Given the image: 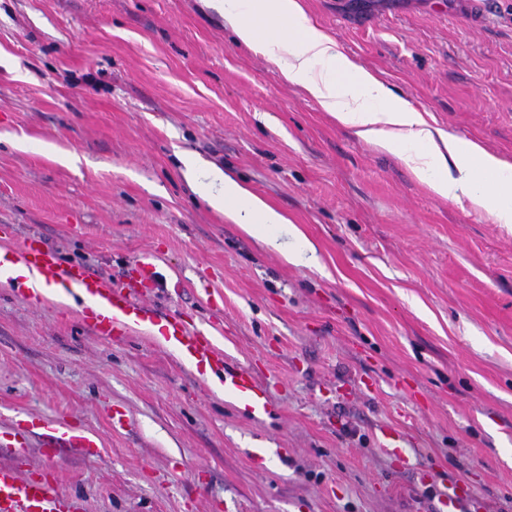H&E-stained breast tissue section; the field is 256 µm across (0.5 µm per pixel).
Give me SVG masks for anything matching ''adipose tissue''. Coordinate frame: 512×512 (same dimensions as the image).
Instances as JSON below:
<instances>
[{
  "instance_id": "ef3b65f1",
  "label": "adipose tissue",
  "mask_w": 512,
  "mask_h": 512,
  "mask_svg": "<svg viewBox=\"0 0 512 512\" xmlns=\"http://www.w3.org/2000/svg\"><path fill=\"white\" fill-rule=\"evenodd\" d=\"M239 43L274 63L283 77L322 111L375 149L397 156L437 198L468 202L493 223L512 228V163L479 143L431 125L421 112L345 54L308 18L299 0H218ZM192 181L207 179L209 205L248 233L277 246L286 218L225 174L199 171L184 159Z\"/></svg>"
}]
</instances>
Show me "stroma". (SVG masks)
Returning <instances> with one entry per match:
<instances>
[{
    "label": "stroma",
    "mask_w": 512,
    "mask_h": 512,
    "mask_svg": "<svg viewBox=\"0 0 512 512\" xmlns=\"http://www.w3.org/2000/svg\"><path fill=\"white\" fill-rule=\"evenodd\" d=\"M300 2L512 162V0ZM184 154L281 212L279 249L209 207ZM1 224L0 247L39 235L115 282L154 252L146 302L221 328L269 403L253 417L152 333L96 335L80 305L0 282V406L96 438L98 456L34 442L24 464L85 512H438L446 484L456 512H512V230L338 125L210 0H0ZM305 239L319 266L286 260Z\"/></svg>",
    "instance_id": "obj_1"
}]
</instances>
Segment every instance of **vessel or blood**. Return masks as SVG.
<instances>
[{
	"label": "vessel or blood",
	"instance_id": "vessel-or-blood-1",
	"mask_svg": "<svg viewBox=\"0 0 512 512\" xmlns=\"http://www.w3.org/2000/svg\"><path fill=\"white\" fill-rule=\"evenodd\" d=\"M9 260L24 265L33 279L56 285L66 291L80 293L92 302V327L97 335L118 336L140 325L162 324L166 343L181 355L197 363L215 366L224 373V386L255 411L264 410L265 400L257 392L252 372L245 367L225 368L224 352L215 343L211 329L193 328L180 314H162L142 303L145 289L156 285V267L151 254L144 253L133 262L136 280L131 284H115L78 265H68L42 238L29 237L11 251ZM39 435L46 456L56 449L75 446L88 455L99 453L95 440L82 430L63 424L47 428L40 416L24 413L18 416L14 432L17 459L27 453L28 439ZM0 512H85L76 496L61 492L54 475L23 473L18 464L0 465Z\"/></svg>",
	"mask_w": 512,
	"mask_h": 512
}]
</instances>
